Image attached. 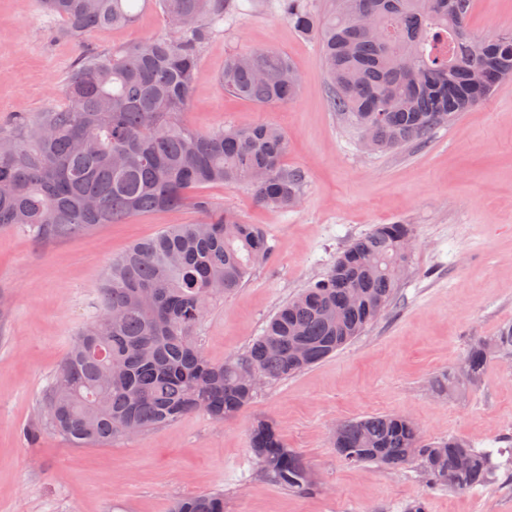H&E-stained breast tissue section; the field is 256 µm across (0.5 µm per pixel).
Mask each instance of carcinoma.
<instances>
[{
    "instance_id": "carcinoma-1",
    "label": "carcinoma",
    "mask_w": 512,
    "mask_h": 512,
    "mask_svg": "<svg viewBox=\"0 0 512 512\" xmlns=\"http://www.w3.org/2000/svg\"><path fill=\"white\" fill-rule=\"evenodd\" d=\"M302 35L319 38L331 105L375 152L425 144L433 132L512 80V30L475 39L471 0H334L325 17L311 0H279ZM82 39L135 22V0H40ZM167 30L123 50L81 53L63 103L0 130V228L39 238L81 235L154 211L190 206L195 224H174L112 261L27 430H50L77 448L110 445L125 425L138 434L201 412L235 418L256 394L250 368L277 380L335 355L386 311L407 266L410 224H378L353 240L324 277L280 306L262 335L220 363L195 331L210 305L242 287L270 251L265 234L199 193L246 184L266 207L293 206L303 175L283 164L288 141L271 124L199 132L183 120L204 44L240 10L235 0H154ZM224 93L271 107L295 99L301 79L268 49L224 60ZM497 356L512 357V325L469 346L448 390L480 381ZM347 463L399 468L418 462L432 487L487 489L512 478V455L450 437L428 442L412 419L377 414L344 421L332 439ZM260 472L290 491L313 489L305 459L274 424L252 426ZM504 456L502 463L494 455ZM170 512H224V492L184 496Z\"/></svg>"
}]
</instances>
